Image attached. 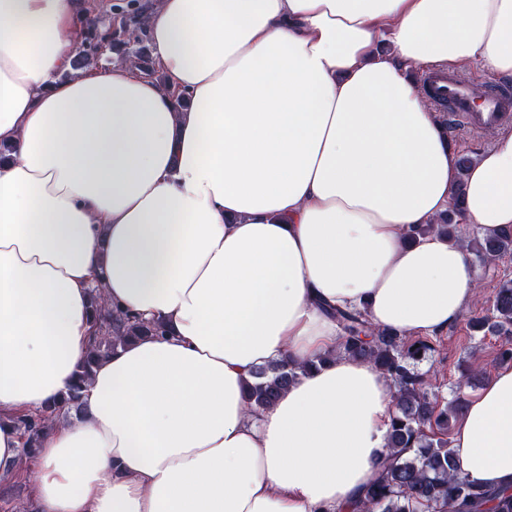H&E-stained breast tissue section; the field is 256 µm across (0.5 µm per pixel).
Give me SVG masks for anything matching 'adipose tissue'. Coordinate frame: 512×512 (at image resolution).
Masks as SVG:
<instances>
[{"label":"adipose tissue","instance_id":"1","mask_svg":"<svg viewBox=\"0 0 512 512\" xmlns=\"http://www.w3.org/2000/svg\"><path fill=\"white\" fill-rule=\"evenodd\" d=\"M77 0H0V478L17 417L73 385L91 289L163 321L46 426L36 512H353L387 453L390 381L340 357L260 414L258 367L339 344L325 307L432 336L477 293L469 252L407 241L463 200L512 233V128L459 177L418 83L512 79V0H161L158 86L117 62L63 78ZM463 475L512 487V368L456 423Z\"/></svg>","mask_w":512,"mask_h":512}]
</instances>
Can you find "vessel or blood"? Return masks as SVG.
<instances>
[{
    "mask_svg": "<svg viewBox=\"0 0 512 512\" xmlns=\"http://www.w3.org/2000/svg\"><path fill=\"white\" fill-rule=\"evenodd\" d=\"M436 103L444 105L452 119L462 121L467 130H489L512 122V89L490 88L475 95L468 84L456 75L434 72L425 79Z\"/></svg>",
    "mask_w": 512,
    "mask_h": 512,
    "instance_id": "vessel-or-blood-1",
    "label": "vessel or blood"
}]
</instances>
